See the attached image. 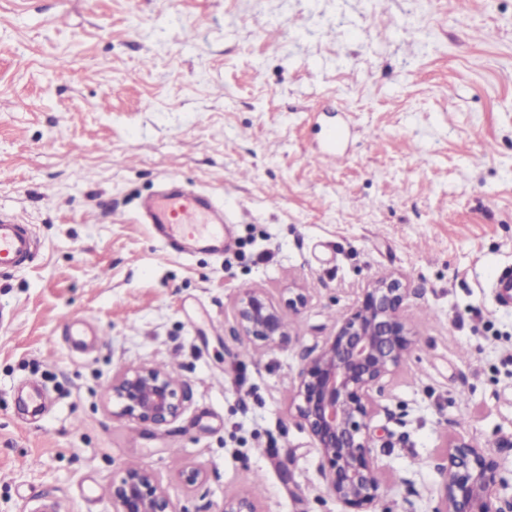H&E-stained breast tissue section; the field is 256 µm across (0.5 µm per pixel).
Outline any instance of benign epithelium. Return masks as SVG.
Masks as SVG:
<instances>
[{"label": "benign epithelium", "instance_id": "obj_1", "mask_svg": "<svg viewBox=\"0 0 512 512\" xmlns=\"http://www.w3.org/2000/svg\"><path fill=\"white\" fill-rule=\"evenodd\" d=\"M406 297L407 288L392 276L361 289L335 334L298 373L297 418L320 451L321 472L342 512H369L381 495V467L371 450V422L380 410L374 390L414 350L416 332L403 315ZM235 319L238 335L254 348L289 343L284 316L262 290L242 294ZM109 392L116 415L142 425L164 426L185 407L184 386L148 364L120 369ZM439 473L442 494L435 512H494L493 498L512 489L498 463L463 438L448 443ZM110 498L112 512H181L160 478L137 466L112 479ZM223 512L260 510L241 493L224 500Z\"/></svg>", "mask_w": 512, "mask_h": 512}]
</instances>
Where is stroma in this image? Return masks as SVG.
Instances as JSON below:
<instances>
[{"label": "stroma", "instance_id": "stroma-1", "mask_svg": "<svg viewBox=\"0 0 512 512\" xmlns=\"http://www.w3.org/2000/svg\"><path fill=\"white\" fill-rule=\"evenodd\" d=\"M329 125L339 155L309 162ZM171 176L223 205L222 257L141 223ZM0 208L39 241L0 273V512H112L131 465L181 512L241 492L260 512H342L293 385L388 274L418 343L372 420L373 512H434L459 435L512 478V307L495 288L512 271V0H0ZM250 288L282 307L288 345L237 335ZM141 364L187 387L166 426L113 413V373ZM32 384L57 400L37 423Z\"/></svg>", "mask_w": 512, "mask_h": 512}]
</instances>
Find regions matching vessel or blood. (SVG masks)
<instances>
[{
    "mask_svg": "<svg viewBox=\"0 0 512 512\" xmlns=\"http://www.w3.org/2000/svg\"><path fill=\"white\" fill-rule=\"evenodd\" d=\"M146 217L156 237L171 249L187 253L200 248L212 254L224 251V219L207 198L187 188L160 193L144 204ZM36 252V239L29 225L0 211V271L24 267ZM28 405L32 416L43 418L56 407L55 397L45 388L34 390Z\"/></svg>",
    "mask_w": 512,
    "mask_h": 512,
    "instance_id": "vessel-or-blood-1",
    "label": "vessel or blood"
}]
</instances>
